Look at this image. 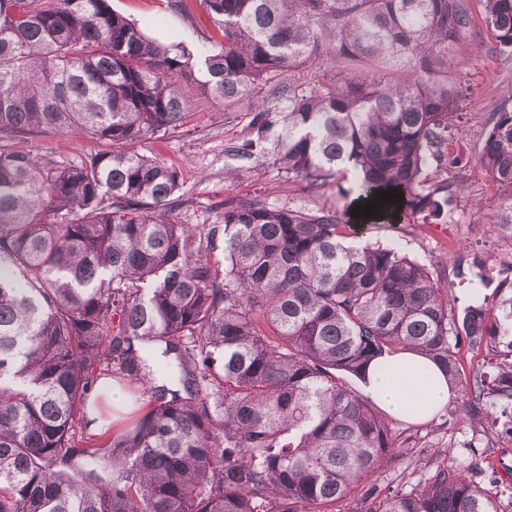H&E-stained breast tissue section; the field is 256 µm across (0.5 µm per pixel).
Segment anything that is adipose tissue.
I'll list each match as a JSON object with an SVG mask.
<instances>
[{"label": "adipose tissue", "instance_id": "1", "mask_svg": "<svg viewBox=\"0 0 512 512\" xmlns=\"http://www.w3.org/2000/svg\"><path fill=\"white\" fill-rule=\"evenodd\" d=\"M390 363L413 376L411 387L395 384L386 373L372 366L367 371L364 388L369 397L391 416L405 417L408 406L413 404L418 409L416 421L430 419L447 405L455 392L442 369L424 355L400 351L391 356Z\"/></svg>", "mask_w": 512, "mask_h": 512}]
</instances>
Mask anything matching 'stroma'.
<instances>
[{
  "mask_svg": "<svg viewBox=\"0 0 512 512\" xmlns=\"http://www.w3.org/2000/svg\"><path fill=\"white\" fill-rule=\"evenodd\" d=\"M112 9L137 22L146 33L165 43L179 40L198 45L212 28L202 10L185 17L170 0H110ZM449 75L464 74L468 89L462 115L448 150L461 160L449 169L450 182L462 184L448 206L444 224H424L418 218L393 225L360 224L359 244L394 245L425 265L438 287L447 289L456 308L483 301L495 319L512 312V281L497 278L496 269L512 264V229L486 218L496 196L494 183L478 166L494 112L512 88V60L500 57L485 32L469 38L466 53L451 58ZM181 85L190 100V115L183 126L158 140L136 144L138 153L179 169L182 187L174 196L173 217L180 224H212L225 202L279 203L309 211H341L358 194L352 173H342L322 185L285 180L273 166L256 167L236 148L247 133V113L227 107L203 94L193 79ZM18 150L36 159L69 161L100 151L101 143L77 135L47 134L16 141ZM463 383L480 378L492 381L499 369L512 363V343L499 337L461 352ZM400 446L392 458L369 476L365 486L417 485L428 469L445 461L464 470L490 492L496 493L500 512H512V478L493 468L500 448L512 445V418L499 411L475 417L460 415L448 403L426 422L392 420ZM365 486L352 490L336 503L334 512H356Z\"/></svg>",
  "mask_w": 512,
  "mask_h": 512,
  "instance_id": "35a3bbf8",
  "label": "stroma"
}]
</instances>
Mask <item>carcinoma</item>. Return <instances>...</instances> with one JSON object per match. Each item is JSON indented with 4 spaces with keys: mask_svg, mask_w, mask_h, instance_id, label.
I'll use <instances>...</instances> for the list:
<instances>
[{
    "mask_svg": "<svg viewBox=\"0 0 512 512\" xmlns=\"http://www.w3.org/2000/svg\"><path fill=\"white\" fill-rule=\"evenodd\" d=\"M512 59V0H479ZM210 46L163 45L108 0H0V512H332L396 448L350 381L412 351L461 383L462 344L512 332L395 247L346 244L349 224L448 221V136L468 0H199ZM336 73L295 78L320 59ZM252 114L242 154L288 180L356 176L378 213L224 204L215 224L171 215L180 172L132 147L190 112L171 81ZM276 78L265 97L262 86ZM47 133L105 143L77 162L13 146ZM478 165L512 227V108ZM223 254V261L214 258ZM133 410L94 431L102 392ZM512 397V364L460 410ZM358 512H498L440 463L409 491L369 487Z\"/></svg>",
    "mask_w": 512,
    "mask_h": 512,
    "instance_id": "obj_1",
    "label": "carcinoma"
}]
</instances>
